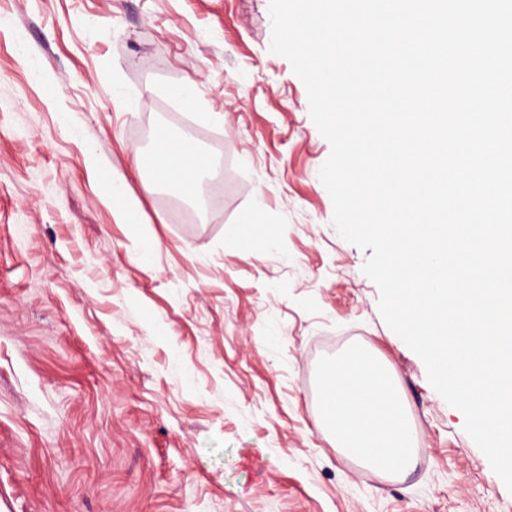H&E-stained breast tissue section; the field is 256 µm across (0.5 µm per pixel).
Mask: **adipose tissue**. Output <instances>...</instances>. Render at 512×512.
<instances>
[{
	"label": "adipose tissue",
	"mask_w": 512,
	"mask_h": 512,
	"mask_svg": "<svg viewBox=\"0 0 512 512\" xmlns=\"http://www.w3.org/2000/svg\"><path fill=\"white\" fill-rule=\"evenodd\" d=\"M209 162L185 141L138 154L139 169L155 183L196 197ZM321 421L336 447L360 464L384 472H402L415 456V431L395 386L391 369L353 349L329 364L320 379Z\"/></svg>",
	"instance_id": "ef3b65f1"
}]
</instances>
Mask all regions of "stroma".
<instances>
[{"mask_svg":"<svg viewBox=\"0 0 512 512\" xmlns=\"http://www.w3.org/2000/svg\"><path fill=\"white\" fill-rule=\"evenodd\" d=\"M270 41L269 0H0V512H512L333 227L330 145ZM188 78L193 106L170 96ZM161 129L223 185L180 223L136 165ZM249 212L273 235L244 248ZM351 349L394 371L402 474L320 427V371ZM88 162L93 166L99 184L104 188L105 200L112 204L117 219L122 223H131L132 215L126 206L127 191L122 181L112 176V170L98 163L94 153H89Z\"/></svg>","mask_w":512,"mask_h":512,"instance_id":"1","label":"stroma"}]
</instances>
